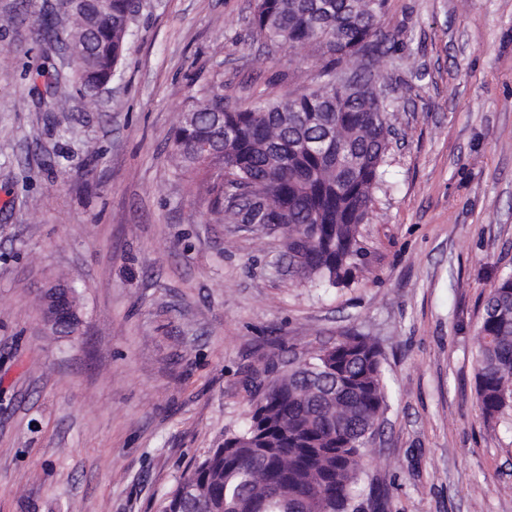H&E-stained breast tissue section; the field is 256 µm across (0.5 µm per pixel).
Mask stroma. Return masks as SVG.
<instances>
[{
    "label": "stroma",
    "mask_w": 512,
    "mask_h": 512,
    "mask_svg": "<svg viewBox=\"0 0 512 512\" xmlns=\"http://www.w3.org/2000/svg\"><path fill=\"white\" fill-rule=\"evenodd\" d=\"M255 0H142L95 106L46 112L30 7L0 0V512H157L182 473L242 428L289 356L347 335L381 351L389 407L364 449L377 512H512V407L485 417L473 354L512 271V0H387L381 73L396 136L365 272L298 275L275 224L216 222L170 138L208 84L228 108L322 80L314 50L266 46ZM81 293L49 333L39 297ZM62 286L68 288L64 289V292L69 297L68 304L70 313L66 318L59 322L57 329L53 333L58 336H71L77 333L82 323L79 292L77 288L71 287L68 284L62 283L60 281L48 283L47 286L42 290L41 316L42 321L47 328L56 326L58 319L61 317V306L63 304V299L59 298L58 294L56 293L57 289L60 288L55 287Z\"/></svg>",
    "instance_id": "35a3bbf8"
}]
</instances>
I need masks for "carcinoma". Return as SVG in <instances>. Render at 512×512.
I'll return each mask as SVG.
<instances>
[{
	"instance_id": "1",
	"label": "carcinoma",
	"mask_w": 512,
	"mask_h": 512,
	"mask_svg": "<svg viewBox=\"0 0 512 512\" xmlns=\"http://www.w3.org/2000/svg\"><path fill=\"white\" fill-rule=\"evenodd\" d=\"M386 0H263L252 24L267 41L313 47L329 58L328 80L292 100L224 108V85L204 90L180 121L172 150L180 171L201 178L216 219L250 223L245 211L272 202L296 269L331 287L349 285L366 263L359 225L369 215L389 148L388 105L366 75L336 86V68L370 58L390 42ZM71 19L72 76L41 71L53 112L78 95L92 103L112 81L131 33L129 0H59ZM35 39L52 44L42 17ZM54 334L79 330V292ZM476 390L492 417L512 400V274L490 292L478 326ZM388 409L379 351L346 336L273 378L250 406L247 424L187 469L158 512H360L354 489L374 426Z\"/></svg>"
}]
</instances>
